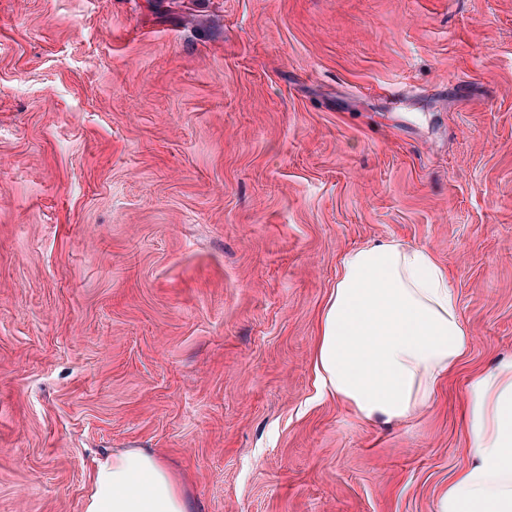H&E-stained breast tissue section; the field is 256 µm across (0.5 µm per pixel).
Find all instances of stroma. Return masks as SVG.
<instances>
[{"label":"stroma","mask_w":512,"mask_h":512,"mask_svg":"<svg viewBox=\"0 0 512 512\" xmlns=\"http://www.w3.org/2000/svg\"><path fill=\"white\" fill-rule=\"evenodd\" d=\"M386 239L471 339L387 425L313 367ZM511 356L512 0H0V512H84L123 448L195 512H436Z\"/></svg>","instance_id":"1"}]
</instances>
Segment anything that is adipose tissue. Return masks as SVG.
Wrapping results in <instances>:
<instances>
[{
    "mask_svg": "<svg viewBox=\"0 0 512 512\" xmlns=\"http://www.w3.org/2000/svg\"><path fill=\"white\" fill-rule=\"evenodd\" d=\"M470 345L448 272L424 247L388 240L348 252L318 319L322 390L366 422L406 420L435 399ZM464 421L474 460L436 512H512V359L467 384ZM157 453L98 459L85 512H193Z\"/></svg>",
    "mask_w": 512,
    "mask_h": 512,
    "instance_id": "ef3b65f1",
    "label": "adipose tissue"
}]
</instances>
